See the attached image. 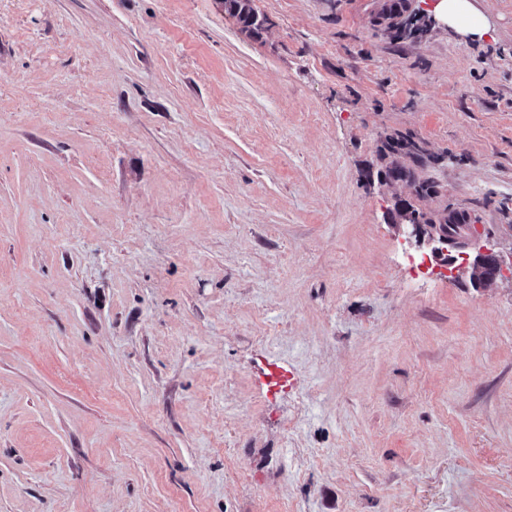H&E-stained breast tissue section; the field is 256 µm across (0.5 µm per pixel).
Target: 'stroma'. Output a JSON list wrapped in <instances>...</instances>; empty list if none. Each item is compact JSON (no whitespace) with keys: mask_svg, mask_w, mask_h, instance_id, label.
<instances>
[{"mask_svg":"<svg viewBox=\"0 0 512 512\" xmlns=\"http://www.w3.org/2000/svg\"><path fill=\"white\" fill-rule=\"evenodd\" d=\"M383 3L0 0V512H512V0ZM224 7L238 17L245 30L258 33L265 28L266 20L254 11L251 0H224ZM475 1L478 0H432L426 3V10L432 11L435 17L443 19L465 38L479 41L494 38L495 30L489 17ZM382 158L393 157L385 170V181L389 185H396L399 182L394 180L405 181L413 178L415 180V172L412 168L400 163L396 157L406 156L409 157L414 163L420 164L421 157L418 154V148L414 142L406 137H387L381 146ZM389 178V179H386ZM394 179V180H391ZM399 217L403 220L424 225L432 229L438 228V230L447 236L460 235L465 229H469L468 221L469 216L467 213L457 210H446L445 212L433 216H427L426 214L419 212L409 202H406L405 208H395ZM478 255L480 256V262L478 265L476 264V273L479 276L476 275L475 271H472L471 274V281L475 287L482 285V282L484 286L492 283L499 276L502 263L500 257L490 249H486Z\"/></svg>","mask_w":512,"mask_h":512,"instance_id":"35a3bbf8","label":"stroma"}]
</instances>
